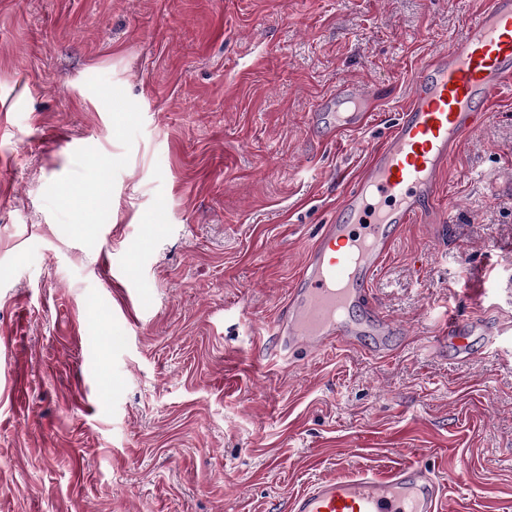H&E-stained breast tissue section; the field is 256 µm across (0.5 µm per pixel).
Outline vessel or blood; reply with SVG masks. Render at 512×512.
Wrapping results in <instances>:
<instances>
[{
  "label": "vessel or blood",
  "instance_id": "1",
  "mask_svg": "<svg viewBox=\"0 0 512 512\" xmlns=\"http://www.w3.org/2000/svg\"><path fill=\"white\" fill-rule=\"evenodd\" d=\"M512 91V0H489L464 35L419 67L409 102L390 134L370 150L336 211L301 262L270 331L289 363L338 344L375 340L385 350L393 324L369 292L404 225L434 203L440 176L463 135ZM379 100L354 83L337 87L312 115L329 134L363 128ZM446 490L433 471L409 461L379 473L361 469L318 480L291 497L287 512H443Z\"/></svg>",
  "mask_w": 512,
  "mask_h": 512
}]
</instances>
